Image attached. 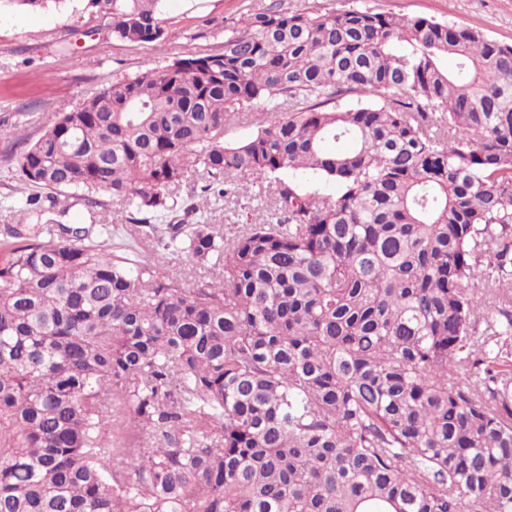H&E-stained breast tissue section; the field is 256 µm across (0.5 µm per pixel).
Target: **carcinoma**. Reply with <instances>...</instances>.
I'll return each instance as SVG.
<instances>
[{"mask_svg": "<svg viewBox=\"0 0 512 512\" xmlns=\"http://www.w3.org/2000/svg\"><path fill=\"white\" fill-rule=\"evenodd\" d=\"M82 2L107 35L163 43L162 0ZM342 93L369 102L328 107ZM251 106L267 118L225 144ZM17 170L112 196L135 236L222 274L134 268L27 198L0 243V512H512V45L255 9L223 50L64 113ZM240 175L285 222L214 230ZM266 115L258 108H243L224 124V143L233 144L250 138Z\"/></svg>", "mask_w": 512, "mask_h": 512, "instance_id": "cac0c4a2", "label": "carcinoma"}]
</instances>
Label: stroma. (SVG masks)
<instances>
[{"mask_svg": "<svg viewBox=\"0 0 512 512\" xmlns=\"http://www.w3.org/2000/svg\"><path fill=\"white\" fill-rule=\"evenodd\" d=\"M379 12L404 17L432 16L437 20L482 29L495 41L512 44V0H364ZM278 4L291 12H328L343 0H164L161 18L165 40L161 47L107 37L99 22L84 11L81 0H64L39 12L0 13V122L22 121L26 144H33L60 113L72 111L83 99L104 86L139 72L170 63L187 53L221 50L224 27L242 19L246 6ZM14 144L0 139V239L6 225L15 223L26 197L38 187L20 180ZM63 224L81 221L104 224L99 235L103 249L121 253L127 225L124 206L108 196L98 204H72L60 197ZM268 190L253 177L238 176L233 192L216 205L211 221L230 233L244 224L277 222ZM143 253L164 276L191 288L210 280L208 270L193 269L184 257L168 254L155 241L143 244Z\"/></svg>", "mask_w": 512, "mask_h": 512, "instance_id": "35a3bbf8", "label": "stroma"}]
</instances>
